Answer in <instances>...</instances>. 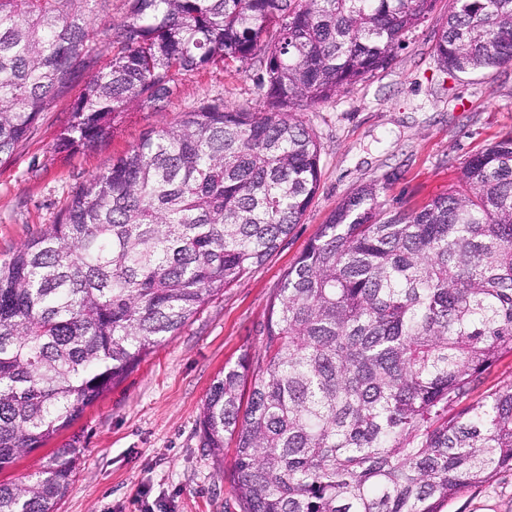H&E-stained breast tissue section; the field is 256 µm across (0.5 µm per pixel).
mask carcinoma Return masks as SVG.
Wrapping results in <instances>:
<instances>
[{
  "instance_id": "1",
  "label": "carcinoma",
  "mask_w": 512,
  "mask_h": 512,
  "mask_svg": "<svg viewBox=\"0 0 512 512\" xmlns=\"http://www.w3.org/2000/svg\"><path fill=\"white\" fill-rule=\"evenodd\" d=\"M106 2L0 0V157L90 68L67 150L220 64L259 61L273 110L190 109L0 263V470L278 247L320 178V145L292 110L386 68L436 0H130L101 64L91 26ZM435 53L455 75L512 64V0H448ZM262 335L199 421L212 454L235 442L241 512H441L512 471V388L470 401L512 354V136L420 208L388 209L374 185L346 196L282 276ZM78 444L0 484V512H56Z\"/></svg>"
}]
</instances>
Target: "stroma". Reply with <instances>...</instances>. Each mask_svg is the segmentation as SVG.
<instances>
[{"instance_id":"1","label":"stroma","mask_w":512,"mask_h":512,"mask_svg":"<svg viewBox=\"0 0 512 512\" xmlns=\"http://www.w3.org/2000/svg\"><path fill=\"white\" fill-rule=\"evenodd\" d=\"M448 0L408 33L384 70L335 97L296 110L320 147L315 197L278 249L214 297L190 322L105 391L74 424L0 471V484L38 471L54 449L80 438V463L57 512H241L228 479L235 444L223 456L203 448L199 419L224 366L262 350L268 306L284 272L338 203L377 185L386 207L412 210L446 194L465 160L512 135V65L452 76L434 56ZM257 65L210 67L183 76L162 109L132 108L93 150H62L57 135L83 90L74 82L30 137L0 160V262L54 223L92 175L146 135L203 103L268 110ZM442 512H512V471L463 488Z\"/></svg>"}]
</instances>
